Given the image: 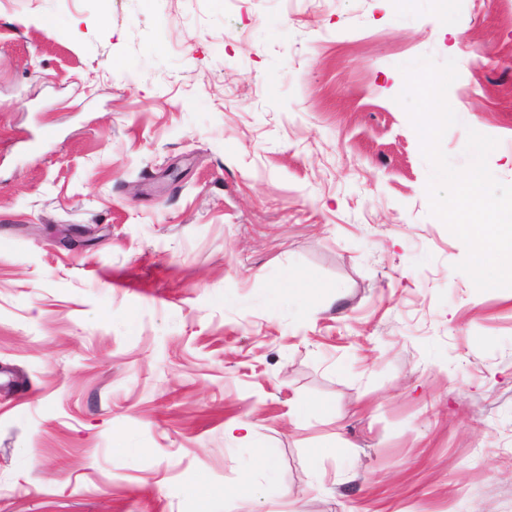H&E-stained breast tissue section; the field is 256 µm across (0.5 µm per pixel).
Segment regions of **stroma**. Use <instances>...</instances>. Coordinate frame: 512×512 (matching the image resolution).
<instances>
[{"mask_svg":"<svg viewBox=\"0 0 512 512\" xmlns=\"http://www.w3.org/2000/svg\"><path fill=\"white\" fill-rule=\"evenodd\" d=\"M424 56L512 184V0H0V512H512Z\"/></svg>","mask_w":512,"mask_h":512,"instance_id":"35a3bbf8","label":"stroma"}]
</instances>
